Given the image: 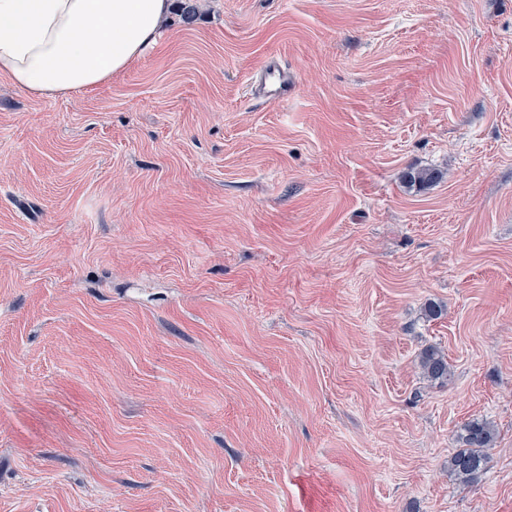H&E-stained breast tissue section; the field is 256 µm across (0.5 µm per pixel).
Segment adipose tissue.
<instances>
[{"instance_id": "adipose-tissue-1", "label": "adipose tissue", "mask_w": 512, "mask_h": 512, "mask_svg": "<svg viewBox=\"0 0 512 512\" xmlns=\"http://www.w3.org/2000/svg\"><path fill=\"white\" fill-rule=\"evenodd\" d=\"M170 0H0V75L37 98L111 80L157 41Z\"/></svg>"}]
</instances>
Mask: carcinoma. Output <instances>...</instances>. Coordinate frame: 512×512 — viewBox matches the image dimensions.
Wrapping results in <instances>:
<instances>
[{
	"label": "carcinoma",
	"mask_w": 512,
	"mask_h": 512,
	"mask_svg": "<svg viewBox=\"0 0 512 512\" xmlns=\"http://www.w3.org/2000/svg\"><path fill=\"white\" fill-rule=\"evenodd\" d=\"M440 179L441 173L433 169L409 171L405 174V180L413 186H430ZM419 365L426 378L441 382L448 380V358L440 349H424L419 357ZM458 439L461 447L448 456V477L462 484H474L486 470L489 452L496 439V429L490 421L475 418L463 425Z\"/></svg>",
	"instance_id": "cac0c4a2"
}]
</instances>
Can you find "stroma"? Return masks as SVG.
<instances>
[{"instance_id":"1","label":"stroma","mask_w":512,"mask_h":512,"mask_svg":"<svg viewBox=\"0 0 512 512\" xmlns=\"http://www.w3.org/2000/svg\"><path fill=\"white\" fill-rule=\"evenodd\" d=\"M197 6L0 76V512H512V0ZM294 81L277 59L270 58L261 72V77L255 87V94L288 100L293 93ZM422 374L431 381H447L450 374L448 358L436 347L424 349L419 357ZM458 439L462 445L448 458V476L462 484H474L486 470L496 429L487 419L475 418L463 425Z\"/></svg>"}]
</instances>
